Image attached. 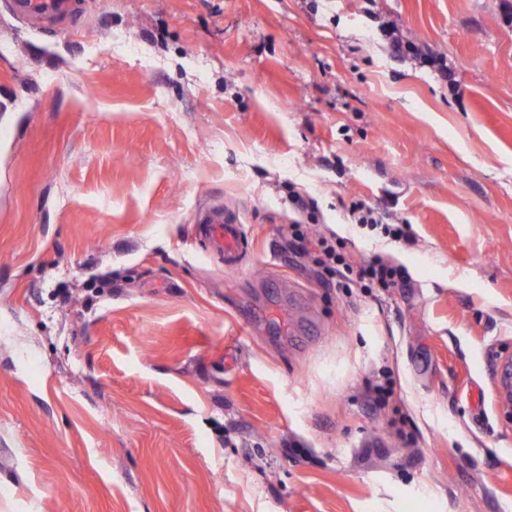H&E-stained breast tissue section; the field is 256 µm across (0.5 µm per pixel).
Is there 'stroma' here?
Here are the masks:
<instances>
[{"instance_id":"obj_1","label":"stroma","mask_w":512,"mask_h":512,"mask_svg":"<svg viewBox=\"0 0 512 512\" xmlns=\"http://www.w3.org/2000/svg\"><path fill=\"white\" fill-rule=\"evenodd\" d=\"M78 9L0 0V512H512V0ZM16 12L35 24L72 19L76 12L64 0H15ZM201 233L210 239L217 252L224 254L225 266H236L244 253V230L235 214L214 208L201 214ZM289 248L299 254H309L314 248V262L329 279H336V288H399L404 276L398 267L385 263L380 258H372L355 267L341 254L331 240L318 238L315 242L308 239L299 224L288 226L286 235ZM342 266V270L340 269Z\"/></svg>"}]
</instances>
